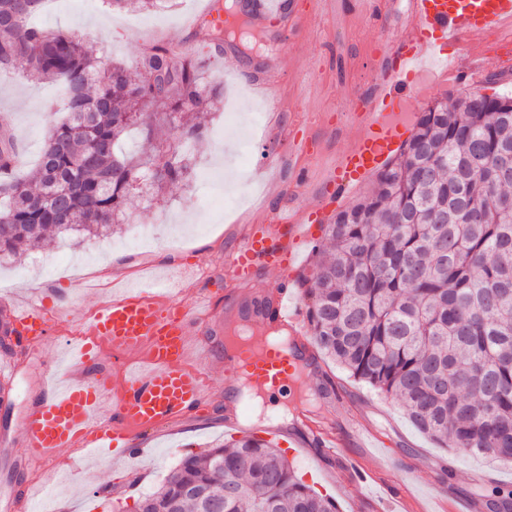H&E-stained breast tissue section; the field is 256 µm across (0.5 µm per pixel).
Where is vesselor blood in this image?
<instances>
[{"mask_svg":"<svg viewBox=\"0 0 512 512\" xmlns=\"http://www.w3.org/2000/svg\"><path fill=\"white\" fill-rule=\"evenodd\" d=\"M246 12L258 20L291 12L289 0H247ZM412 20L391 42L382 45L379 85L366 112L361 113L362 134L346 150L325 181L343 189L377 171L401 143L405 125L400 112L410 92L409 75L414 64L443 53L445 48L477 40L474 53L456 59L455 73L466 80L483 79L488 68L512 67V43L498 48L481 46L480 38L492 31L512 27V0H412ZM327 208L306 210L301 217L265 216L247 225L239 245L224 256V265L234 281L246 283L258 274H279L284 286L266 302L239 306L235 315L248 318L255 328L285 330L303 335L302 313L286 284L298 273L303 244L314 239L318 225L326 223ZM156 292L137 285L103 304L56 364L58 382L43 391L28 408L22 423L30 459L52 462L59 449L83 448L99 455L137 458L145 448L141 440L149 430L192 416L206 406L212 395L207 374L190 366L191 336L205 320L203 314L182 304L162 302ZM11 331L17 336H44L51 329L48 318L34 306L13 305L9 310ZM108 343L113 353L145 350L141 365L125 370L120 393L107 396L109 378L91 373L99 343ZM301 355L294 346L269 343L262 349L244 345L225 356L226 372L249 375L259 389L280 391L294 378ZM112 410L111 423H104L100 410ZM317 442L326 452L342 447L332 420L316 423Z\"/></svg>","mask_w":512,"mask_h":512,"instance_id":"1","label":"vessel or blood"}]
</instances>
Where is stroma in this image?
I'll return each instance as SVG.
<instances>
[{"label":"stroma","mask_w":512,"mask_h":512,"mask_svg":"<svg viewBox=\"0 0 512 512\" xmlns=\"http://www.w3.org/2000/svg\"><path fill=\"white\" fill-rule=\"evenodd\" d=\"M296 21L267 20L276 40L265 55L270 75L257 90L247 81L252 64L233 48L209 55L201 36L185 28L200 10V0H173L152 12L117 11L106 0H48L38 26L61 31L92 45L103 63L123 61L134 67L146 41L161 38L173 48L187 46L203 56L205 80L224 89V109L210 114L207 130L193 156L197 175L188 185L167 191L152 202L132 197L117 232L79 240L62 236L41 248L0 260V316L13 303L34 301L56 312L53 332L0 350V367L14 364L8 395H0V512H15L14 502L26 484H33L29 512H135L140 496L154 490L189 453L229 443L252 434L286 449L294 424L334 417L336 428L348 432L350 407L367 408L364 423L379 439L375 448H342L323 454L321 448L291 457L299 478L321 495L335 500L339 512H352V501L368 491L381 503L406 471L418 470L423 481L410 484L399 512H455L475 502L474 512H491L492 489H512V464L474 458L439 447L419 432L399 404L355 380L339 364L320 358L318 366L272 405L288 403L289 423L279 434L267 426L237 428L225 421L224 305L245 297L267 296L280 286L277 274L264 272L243 285L224 276V255L232 233L265 210L294 211L324 203L331 190L325 173L358 138L357 104L377 87L376 57L383 40L408 22L409 0H378L376 12L359 0H295ZM443 55L427 62V75L413 79L407 98L408 123L426 104L445 99L464 86L462 78L444 75ZM0 113L9 115L19 146V165L38 161L48 129L62 116L54 84L0 69ZM261 123H252L254 114ZM250 142L252 166H275L291 194L282 199L266 192L263 183L223 181L201 183L199 172L223 173L241 142ZM198 264L194 279L182 268ZM161 274L176 281V297L184 304L209 297L216 315L198 328L210 341L204 364L215 381V393L200 415L157 430L138 458L90 456L74 448L59 452L58 467L33 469L24 462L22 419L41 385L55 375L58 352L82 330L95 309L112 294L110 282L137 283ZM340 387L337 400L316 405L312 396L326 383ZM356 457L371 475L368 487L345 479L344 462Z\"/></svg>","instance_id":"stroma-1"}]
</instances>
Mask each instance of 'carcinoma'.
Wrapping results in <instances>:
<instances>
[{"instance_id":"1","label":"carcinoma","mask_w":512,"mask_h":512,"mask_svg":"<svg viewBox=\"0 0 512 512\" xmlns=\"http://www.w3.org/2000/svg\"><path fill=\"white\" fill-rule=\"evenodd\" d=\"M114 9L165 0H107ZM0 0V65L59 84L66 118L50 128L38 164L15 173L16 148L0 121V257L51 236L106 235L123 220L131 191L146 201L185 184V146L223 91L205 85L203 60L156 40L135 62L104 67L88 45L32 24L44 0ZM468 87L424 107L370 191L323 225L308 280L315 348L355 379L399 401L437 443L512 462V96ZM139 131L165 150L124 154ZM221 512H338L305 485L280 449L252 436L186 455L143 500L206 512L184 486ZM235 491L232 496L224 489ZM512 512V490L492 491Z\"/></svg>"}]
</instances>
